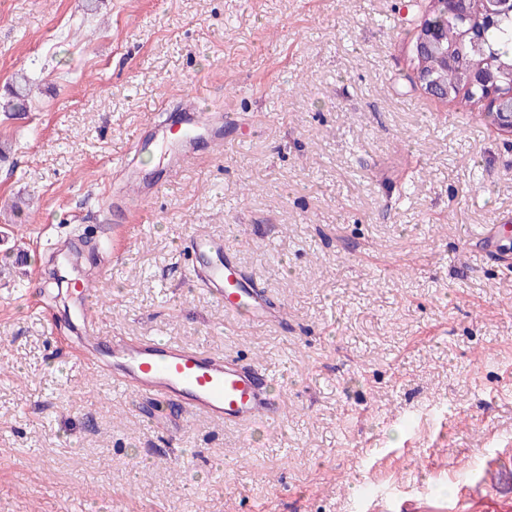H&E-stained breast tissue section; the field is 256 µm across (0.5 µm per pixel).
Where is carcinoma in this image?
<instances>
[{
	"label": "carcinoma",
	"mask_w": 512,
	"mask_h": 512,
	"mask_svg": "<svg viewBox=\"0 0 512 512\" xmlns=\"http://www.w3.org/2000/svg\"><path fill=\"white\" fill-rule=\"evenodd\" d=\"M485 22L484 0H466L461 15L448 14V0H433L426 25L436 29L440 45L417 60L416 71L436 79L437 95L442 99L450 102L461 95L470 106L484 110L492 119L494 110L487 105L482 86L468 81L466 68L471 56L464 33L470 28L484 29V66L495 72L503 92L512 91V11H503L492 26H485Z\"/></svg>",
	"instance_id": "carcinoma-1"
}]
</instances>
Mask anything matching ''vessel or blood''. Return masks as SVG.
I'll use <instances>...</instances> for the list:
<instances>
[{"label": "vessel or blood", "mask_w": 512, "mask_h": 512, "mask_svg": "<svg viewBox=\"0 0 512 512\" xmlns=\"http://www.w3.org/2000/svg\"><path fill=\"white\" fill-rule=\"evenodd\" d=\"M197 114L184 109L178 120L177 140L159 139L149 146L161 154L185 160L194 154ZM190 268L196 279L223 301L227 315L247 322L277 321L281 310L269 302L261 284L245 271L223 239L203 234L189 237ZM75 318L81 330L82 356L98 369L111 371L119 384L139 396L168 404L173 428H181L185 415L202 414L214 420L242 424L277 420L280 404L264 376L235 360L196 348L156 339L102 335L96 321V299L87 282L76 286ZM461 502L472 512H512V497L486 494L474 497L463 489Z\"/></svg>", "instance_id": "obj_1"}]
</instances>
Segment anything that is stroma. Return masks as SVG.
<instances>
[{
	"instance_id": "obj_1",
	"label": "stroma",
	"mask_w": 512,
	"mask_h": 512,
	"mask_svg": "<svg viewBox=\"0 0 512 512\" xmlns=\"http://www.w3.org/2000/svg\"><path fill=\"white\" fill-rule=\"evenodd\" d=\"M408 0H0V512H367L512 468V136L425 93ZM223 127L171 170L152 140ZM129 196L123 220L106 198ZM505 224L498 252L476 243ZM223 238L287 320L240 327L190 273ZM102 331L260 366L278 421L225 425L79 360Z\"/></svg>"
}]
</instances>
